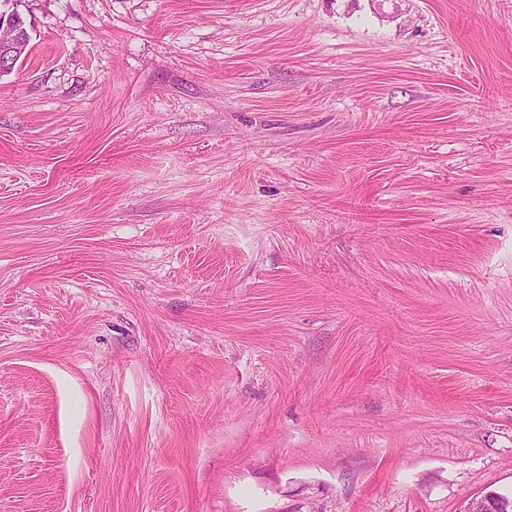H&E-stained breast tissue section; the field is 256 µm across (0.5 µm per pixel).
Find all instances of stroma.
<instances>
[{
  "label": "stroma",
  "instance_id": "stroma-1",
  "mask_svg": "<svg viewBox=\"0 0 512 512\" xmlns=\"http://www.w3.org/2000/svg\"><path fill=\"white\" fill-rule=\"evenodd\" d=\"M0 512L512 493V0H22Z\"/></svg>",
  "mask_w": 512,
  "mask_h": 512
}]
</instances>
